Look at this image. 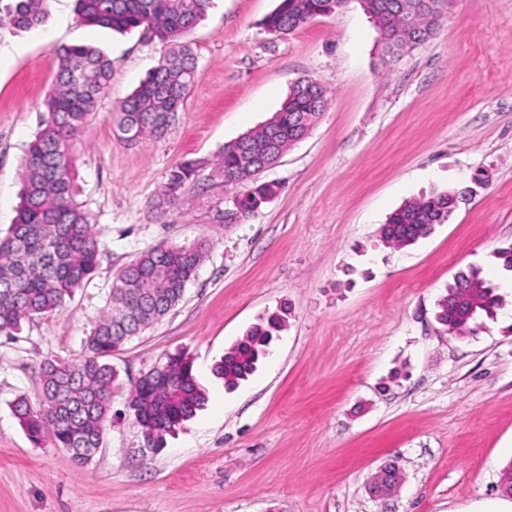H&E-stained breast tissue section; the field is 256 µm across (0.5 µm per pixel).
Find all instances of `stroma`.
I'll return each mask as SVG.
<instances>
[{"label":"stroma","instance_id":"35a3bbf8","mask_svg":"<svg viewBox=\"0 0 512 512\" xmlns=\"http://www.w3.org/2000/svg\"><path fill=\"white\" fill-rule=\"evenodd\" d=\"M277 0H216L189 40L197 75L165 137L130 145L113 114L162 55L140 32L81 23L48 0L42 31L0 26V236L20 202L24 151L58 72L54 46L112 60L105 97L73 147L77 202L104 245L95 278L56 314L0 335V512H512V0H448L434 35L391 59L360 0L288 34L263 21ZM328 91L309 133L262 180L281 193L228 224L229 190L207 175L220 150L276 112L302 78ZM200 177L181 208L149 211L170 171ZM487 180L449 223L403 249L380 227L405 201ZM210 251L183 300L114 352L131 384L167 355L194 361L204 407L143 450L124 393L93 461L34 444L11 404L39 409V365L73 360L115 274L161 242ZM479 268L503 304L474 335L448 334L436 304ZM288 328L250 378L225 389L211 368L262 315ZM402 481L368 485L385 464Z\"/></svg>","mask_w":512,"mask_h":512}]
</instances>
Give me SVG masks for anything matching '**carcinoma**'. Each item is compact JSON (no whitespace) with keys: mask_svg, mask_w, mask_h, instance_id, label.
<instances>
[{"mask_svg":"<svg viewBox=\"0 0 512 512\" xmlns=\"http://www.w3.org/2000/svg\"><path fill=\"white\" fill-rule=\"evenodd\" d=\"M47 0H0V22L31 29L46 16ZM212 0H76L79 20L119 33L139 30L161 45L160 64L121 104L115 120L118 137L136 144L160 139L176 121L195 82L197 61L188 36L204 18ZM347 0H278L264 26L277 33L305 27L318 16L341 8ZM371 15L387 55L400 56L430 38L447 0H414L422 23L407 33L400 15L402 0H361ZM59 70L44 101L40 129L24 160L21 205L8 234L0 238V334L18 332L22 323L46 317L97 273L101 256L89 214L75 200L72 150L77 134L96 109L112 77V59L87 45L54 48ZM328 103L321 86L296 84L280 109L247 132L243 142L229 143L210 172V181L238 188L232 209L247 218L276 197L281 186L260 181L267 160L280 157L309 131ZM198 166L186 162L171 171L166 186L151 203L159 215L183 204L184 186L197 178ZM471 190L436 193L406 202L380 228L382 242L405 248L446 224ZM208 251L201 241L188 245L159 244L138 254L116 275L106 309L84 339L77 362L46 359L39 365L42 409L30 410L19 398L13 411L31 440L49 439L81 465L89 464L102 443L119 374L106 362L144 329L161 320L182 299ZM501 298L471 267L448 284L437 302V321L456 336L474 334L483 319L493 318ZM287 323V312L271 313L253 325L214 364L213 374L233 390L247 380L269 354ZM205 402L193 360L183 353L140 373L131 384L126 407L140 430L143 447L157 453L166 437L192 418Z\"/></svg>","mask_w":512,"mask_h":512,"instance_id":"1","label":"carcinoma"}]
</instances>
